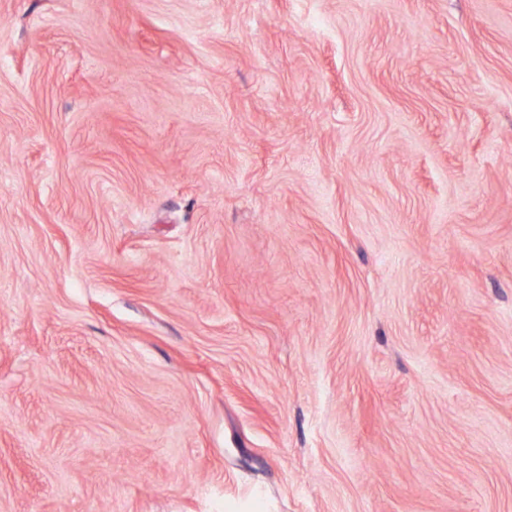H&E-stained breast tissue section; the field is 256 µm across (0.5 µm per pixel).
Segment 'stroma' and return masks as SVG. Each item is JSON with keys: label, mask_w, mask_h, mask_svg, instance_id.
Returning <instances> with one entry per match:
<instances>
[{"label": "stroma", "mask_w": 512, "mask_h": 512, "mask_svg": "<svg viewBox=\"0 0 512 512\" xmlns=\"http://www.w3.org/2000/svg\"><path fill=\"white\" fill-rule=\"evenodd\" d=\"M0 512H512V0H0Z\"/></svg>", "instance_id": "stroma-1"}]
</instances>
